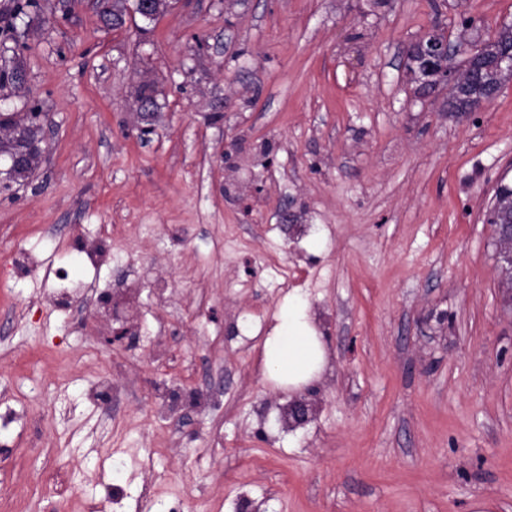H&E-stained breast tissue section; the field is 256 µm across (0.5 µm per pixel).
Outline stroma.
<instances>
[{"instance_id":"1","label":"stroma","mask_w":512,"mask_h":512,"mask_svg":"<svg viewBox=\"0 0 512 512\" xmlns=\"http://www.w3.org/2000/svg\"><path fill=\"white\" fill-rule=\"evenodd\" d=\"M57 3L0 101L47 116L0 192V411L37 419L0 426V512H512V292L484 221L512 80L465 114L406 69L437 28L482 46L512 0H172L118 30ZM292 265L330 365L288 430L262 351ZM111 299L134 346L101 342ZM154 89L150 84H144L138 91L137 99L146 100L150 103V110L145 112L148 105L145 101H141L138 104V115L140 122L136 126L138 134L142 139H148L149 135L154 132V118L157 112V100L154 96Z\"/></svg>"}]
</instances>
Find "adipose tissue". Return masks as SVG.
Instances as JSON below:
<instances>
[{"label":"adipose tissue","instance_id":"obj_1","mask_svg":"<svg viewBox=\"0 0 512 512\" xmlns=\"http://www.w3.org/2000/svg\"><path fill=\"white\" fill-rule=\"evenodd\" d=\"M274 320L263 343L265 376L275 386L302 389L324 371L326 344L310 321L306 303L297 297H288Z\"/></svg>","mask_w":512,"mask_h":512}]
</instances>
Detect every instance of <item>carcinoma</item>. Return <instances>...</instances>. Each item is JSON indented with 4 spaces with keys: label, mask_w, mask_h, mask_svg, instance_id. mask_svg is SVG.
I'll use <instances>...</instances> for the list:
<instances>
[{
    "label": "carcinoma",
    "mask_w": 512,
    "mask_h": 512,
    "mask_svg": "<svg viewBox=\"0 0 512 512\" xmlns=\"http://www.w3.org/2000/svg\"><path fill=\"white\" fill-rule=\"evenodd\" d=\"M99 20L110 28L120 27L125 24L126 16L135 10L136 3L132 0H95ZM39 0H9L7 14L11 19L8 28L12 41L13 53L12 65L7 68H0V92L13 90L21 87L22 75L26 73V66L22 60L19 50L23 47L22 39L25 38L30 22L39 16ZM23 21L24 28L20 29L16 21ZM512 37V24L503 26L495 39L489 40L482 45V55L486 60L497 57L499 47ZM471 58L464 60L463 69L459 73L461 79L465 80L471 98L459 99L454 92H449L448 111L468 112L472 104H480L482 101L494 97L499 91V86L508 78V75L497 72H483L478 81L470 80ZM12 131L9 138H0V155L5 156H32V160L25 165L14 168L6 173L3 180V189L11 188V183L24 180L32 173L39 163L43 141L42 129L30 118L27 112H0V130ZM512 212V183L500 182L495 190V201L486 213V223L500 224L505 215Z\"/></svg>",
    "instance_id": "carcinoma-1"
}]
</instances>
